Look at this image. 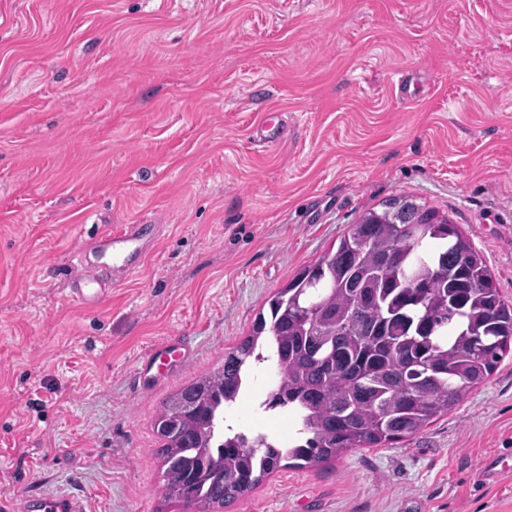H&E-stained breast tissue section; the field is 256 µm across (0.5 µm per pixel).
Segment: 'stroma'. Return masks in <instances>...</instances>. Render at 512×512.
<instances>
[{"instance_id": "1", "label": "stroma", "mask_w": 512, "mask_h": 512, "mask_svg": "<svg viewBox=\"0 0 512 512\" xmlns=\"http://www.w3.org/2000/svg\"><path fill=\"white\" fill-rule=\"evenodd\" d=\"M283 128L253 140L259 117ZM448 217L512 302V0H0V496L164 504L153 421L367 210ZM141 273L73 302L105 226ZM177 344L172 374L140 368ZM269 363H253L241 422ZM507 464L486 481V463ZM222 512H512V357L421 433ZM144 224L105 231L96 240V247L105 257H112V267L125 276L137 274L144 267L150 254Z\"/></svg>"}]
</instances>
